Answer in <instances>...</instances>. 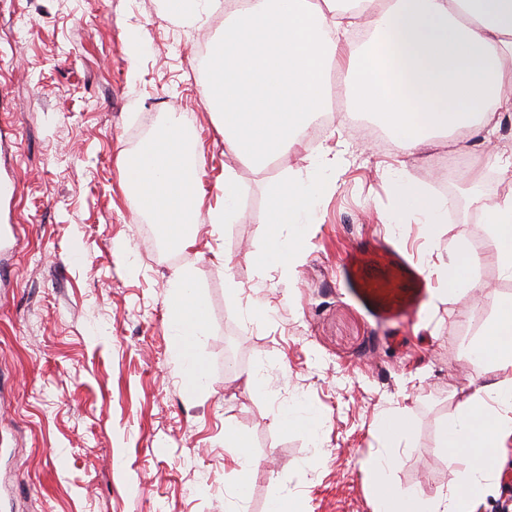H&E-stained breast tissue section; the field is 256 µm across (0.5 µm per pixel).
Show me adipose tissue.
<instances>
[{
	"instance_id": "adipose-tissue-1",
	"label": "adipose tissue",
	"mask_w": 512,
	"mask_h": 512,
	"mask_svg": "<svg viewBox=\"0 0 512 512\" xmlns=\"http://www.w3.org/2000/svg\"><path fill=\"white\" fill-rule=\"evenodd\" d=\"M230 19L214 49L207 93L225 149L256 165L288 152L328 97L332 67L355 78L354 109L392 131L402 155L424 152L448 135L483 133L512 112V0H226ZM367 41L349 40L350 28ZM131 199L151 215L162 239L191 241L193 215L205 192L203 164L177 123L126 160ZM320 181L288 178L269 200L268 247L256 263L287 264L306 237V217L321 203ZM415 223L435 232L446 200L399 189ZM483 231L501 275L512 279V196L486 205ZM170 328L187 388L205 385L195 346L207 307L189 271H175ZM466 355L492 380L467 394L445 423L439 445L463 466L448 492L429 500L390 481L409 433L402 418L377 423L386 451L364 464L376 512H474L491 473L481 458L512 440V299L499 303Z\"/></svg>"
}]
</instances>
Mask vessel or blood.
Masks as SVG:
<instances>
[{
    "instance_id": "obj_1",
    "label": "vessel or blood",
    "mask_w": 512,
    "mask_h": 512,
    "mask_svg": "<svg viewBox=\"0 0 512 512\" xmlns=\"http://www.w3.org/2000/svg\"><path fill=\"white\" fill-rule=\"evenodd\" d=\"M341 275L349 294L375 318L410 322L435 286L427 273L394 246L357 245L345 251Z\"/></svg>"
}]
</instances>
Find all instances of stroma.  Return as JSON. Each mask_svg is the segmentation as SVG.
Listing matches in <instances>:
<instances>
[{"label":"stroma","instance_id":"stroma-1","mask_svg":"<svg viewBox=\"0 0 512 512\" xmlns=\"http://www.w3.org/2000/svg\"><path fill=\"white\" fill-rule=\"evenodd\" d=\"M224 2L179 13L169 0H0V183L18 185L0 196V222L23 228L0 283V512H267L275 497L374 512L363 464L383 449L374 425L388 411L410 428L393 482L433 498L457 478L438 436L481 384L464 351L495 310L482 286L512 298L481 228L512 177L491 167L472 178L475 138L403 158L393 137H365L374 120L348 108L274 167L229 153L198 55L224 34ZM172 115L206 172L186 247L162 245L125 188V159ZM228 167L240 215L217 229L209 213ZM313 173L325 195L300 258L254 263L268 246L271 188ZM397 178L451 201L434 235L409 219L382 224L400 208ZM360 240L400 246L440 287L465 244L479 287L467 300L430 297L412 329L377 324L340 275ZM180 269L208 308L196 393L168 321ZM286 406L313 411L317 436L280 425ZM228 428L255 461L242 503ZM508 502L512 442L476 512Z\"/></svg>","mask_w":512,"mask_h":512}]
</instances>
